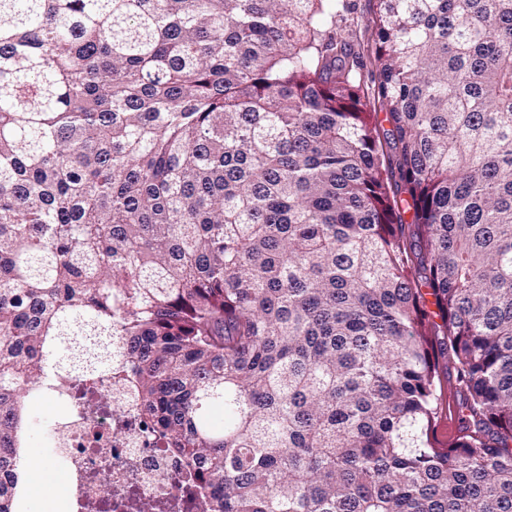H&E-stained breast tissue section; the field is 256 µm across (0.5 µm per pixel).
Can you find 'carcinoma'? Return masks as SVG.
<instances>
[{"label": "carcinoma", "instance_id": "1", "mask_svg": "<svg viewBox=\"0 0 512 512\" xmlns=\"http://www.w3.org/2000/svg\"><path fill=\"white\" fill-rule=\"evenodd\" d=\"M350 11L0 0V512L115 367L207 512H512V0ZM354 3L353 13L348 23L354 50L366 56L371 54L374 48V34L372 29L373 0H352ZM439 378L441 380V397L438 404V421L436 423L437 438L441 442L442 447L448 448V429L455 432L461 426L460 416L458 415V403L461 402V399L459 393L457 394L454 388L455 372L448 358L440 359ZM46 443L42 432L38 428L31 430L30 432V448H23L25 460L23 461V467L26 470H30L36 474L39 470H44L47 465L43 461L45 460L48 465H51L53 470L56 464L53 461L52 456L48 453L49 447ZM35 456V457H30ZM28 457V458H27ZM39 457V458H36ZM41 458V459H40ZM43 459V460H42ZM57 468V467H56Z\"/></svg>", "mask_w": 512, "mask_h": 512}]
</instances>
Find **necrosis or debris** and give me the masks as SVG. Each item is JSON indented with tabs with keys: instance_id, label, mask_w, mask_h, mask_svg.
<instances>
[{
	"instance_id": "obj_1",
	"label": "necrosis or debris",
	"mask_w": 512,
	"mask_h": 512,
	"mask_svg": "<svg viewBox=\"0 0 512 512\" xmlns=\"http://www.w3.org/2000/svg\"><path fill=\"white\" fill-rule=\"evenodd\" d=\"M56 427L55 452L83 512H203L182 491L189 472L156 448L123 378H102L87 403L67 404Z\"/></svg>"
}]
</instances>
